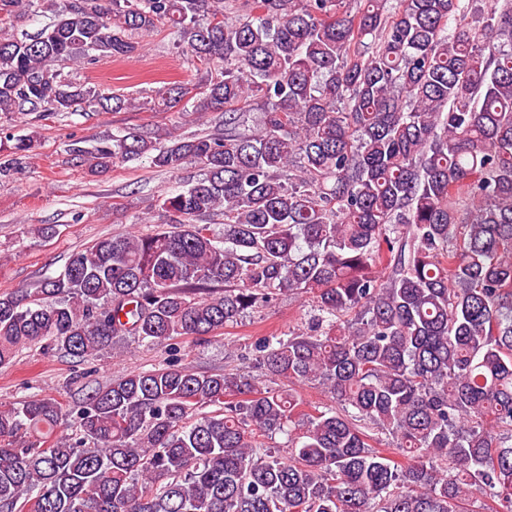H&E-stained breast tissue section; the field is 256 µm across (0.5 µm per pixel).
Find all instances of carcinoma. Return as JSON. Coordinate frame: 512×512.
I'll return each mask as SVG.
<instances>
[{
    "instance_id": "1",
    "label": "carcinoma",
    "mask_w": 512,
    "mask_h": 512,
    "mask_svg": "<svg viewBox=\"0 0 512 512\" xmlns=\"http://www.w3.org/2000/svg\"><path fill=\"white\" fill-rule=\"evenodd\" d=\"M388 2L0 0L53 14L0 38V113L134 106L63 66L163 25L205 72L149 109L223 119L76 150L202 177L161 195L153 232L0 293V367L43 340L81 361L118 336L164 348L285 292L314 311L254 343L261 382L171 359L72 408L0 406V512H512V0Z\"/></svg>"
}]
</instances>
